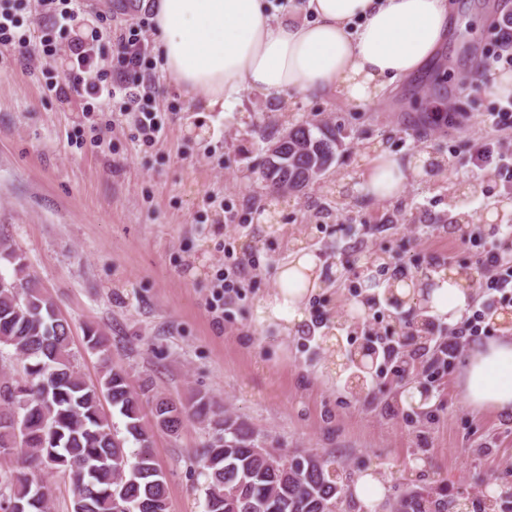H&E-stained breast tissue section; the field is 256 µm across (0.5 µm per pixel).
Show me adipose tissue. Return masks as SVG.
I'll list each match as a JSON object with an SVG mask.
<instances>
[{
	"label": "adipose tissue",
	"instance_id": "obj_1",
	"mask_svg": "<svg viewBox=\"0 0 512 512\" xmlns=\"http://www.w3.org/2000/svg\"><path fill=\"white\" fill-rule=\"evenodd\" d=\"M163 69L182 95L206 110L231 112L243 92L271 99L339 92L356 105L380 99L397 80L434 61L448 37V0H306L307 19L272 12L269 0H150ZM409 168L377 151L361 189L374 200L399 196ZM317 256L301 248L275 273L257 305L259 324L288 336L306 319L319 286ZM433 287L396 280L424 316L457 322L471 290L457 271L433 272ZM472 407L512 417V330L476 346L460 378Z\"/></svg>",
	"mask_w": 512,
	"mask_h": 512
}]
</instances>
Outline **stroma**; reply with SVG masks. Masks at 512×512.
I'll return each mask as SVG.
<instances>
[{
    "mask_svg": "<svg viewBox=\"0 0 512 512\" xmlns=\"http://www.w3.org/2000/svg\"><path fill=\"white\" fill-rule=\"evenodd\" d=\"M448 75L409 101L412 78L376 103L358 107L337 94L270 102L246 92L235 112H204L168 82L157 53L146 61L148 103L164 128L141 142L122 100L84 117L76 93L48 100L46 78L68 83L69 42L0 74V235L69 321L72 351L86 379L101 372L85 350L86 326L106 327L112 366L150 395L187 402L203 393L247 420L286 453L331 457L348 479L379 474L387 499L436 490L489 503L512 485V419L464 402L463 359L443 363L434 345L415 350L410 369L377 360L364 392H354L351 352L365 330L391 335L418 313L391 305L380 287L393 274L474 267L478 241L461 243L483 216L512 220V183L494 164L472 165L477 143L512 153V124L487 118L505 103L485 84L462 83L473 56L498 50L492 13L512 0H448ZM449 122L426 121L436 102ZM325 119L344 133L323 179L288 196L260 178L266 144L259 129L286 120ZM110 127L92 133L101 118ZM100 144H93V137ZM402 161L421 154L448 160L446 173L410 175L402 194L368 198L360 176L373 153ZM315 252L321 286L306 302L300 333L276 337L255 321L274 272L297 247ZM239 265L243 286L215 300L219 272ZM208 430L194 420L157 433L154 452L170 512H205L199 453Z\"/></svg>",
    "mask_w": 512,
    "mask_h": 512,
    "instance_id": "stroma-1",
    "label": "stroma"
}]
</instances>
